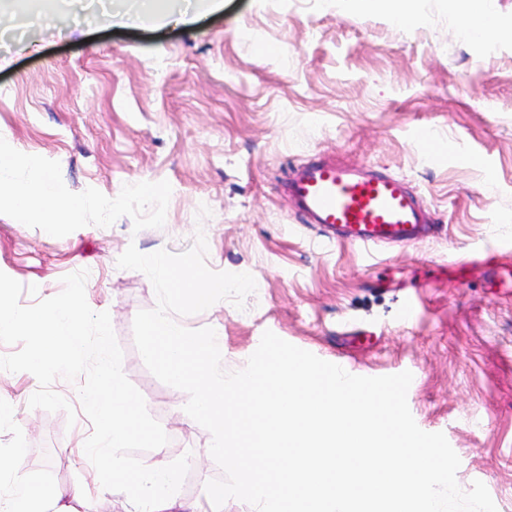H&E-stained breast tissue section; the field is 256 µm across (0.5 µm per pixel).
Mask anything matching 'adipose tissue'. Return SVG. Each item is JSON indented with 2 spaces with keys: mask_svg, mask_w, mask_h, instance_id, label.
<instances>
[{
  "mask_svg": "<svg viewBox=\"0 0 512 512\" xmlns=\"http://www.w3.org/2000/svg\"><path fill=\"white\" fill-rule=\"evenodd\" d=\"M19 166L33 169L37 177L27 183L15 182L12 171ZM7 203L21 224H78L83 203L68 195L50 174L47 165L34 156H23L0 148V203ZM19 454L0 460V478L10 477L6 492L0 494V512H71L59 489L29 479H16Z\"/></svg>",
  "mask_w": 512,
  "mask_h": 512,
  "instance_id": "adipose-tissue-1",
  "label": "adipose tissue"
}]
</instances>
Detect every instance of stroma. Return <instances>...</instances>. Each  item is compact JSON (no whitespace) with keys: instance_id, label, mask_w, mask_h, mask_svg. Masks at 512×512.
I'll use <instances>...</instances> for the list:
<instances>
[{"instance_id":"35a3bbf8","label":"stroma","mask_w":512,"mask_h":512,"mask_svg":"<svg viewBox=\"0 0 512 512\" xmlns=\"http://www.w3.org/2000/svg\"><path fill=\"white\" fill-rule=\"evenodd\" d=\"M187 4L198 12L190 25L133 28L103 17L100 0H79L72 26L0 43V146L41 158L85 207L82 223L51 229L0 208V271L38 288L21 304L87 271L86 300L109 312L123 372L169 437L167 461H194L178 500L203 499L223 476L211 435L184 412L187 394L146 368L133 320L156 294L117 259L131 245L181 253L204 232L212 270L256 281L243 308L222 300L180 319L221 330L225 371L244 368L269 330L357 376L411 372V414L445 434L460 487L481 481L498 512H512V290L478 269L462 285L422 284L440 262L512 252V38L462 40L449 0H412L407 28L387 5L365 11L357 0ZM324 155L405 179L438 233L367 252L323 244L284 182ZM146 184L159 196L145 198ZM410 299L406 324L398 309ZM348 332L371 345L346 352ZM38 387L31 373L0 370V401L16 412L0 448L22 449L26 478L88 487L72 512H130L77 454L90 420L29 408Z\"/></svg>"}]
</instances>
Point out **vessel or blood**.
<instances>
[{"label":"vessel or blood","instance_id":"obj_1","mask_svg":"<svg viewBox=\"0 0 512 512\" xmlns=\"http://www.w3.org/2000/svg\"><path fill=\"white\" fill-rule=\"evenodd\" d=\"M285 189L305 222L339 244L362 250L409 245L432 231L425 208L402 178L363 165L321 156L295 168ZM475 265L512 277V256L490 249L473 261L448 264L447 271L459 277Z\"/></svg>","mask_w":512,"mask_h":512}]
</instances>
